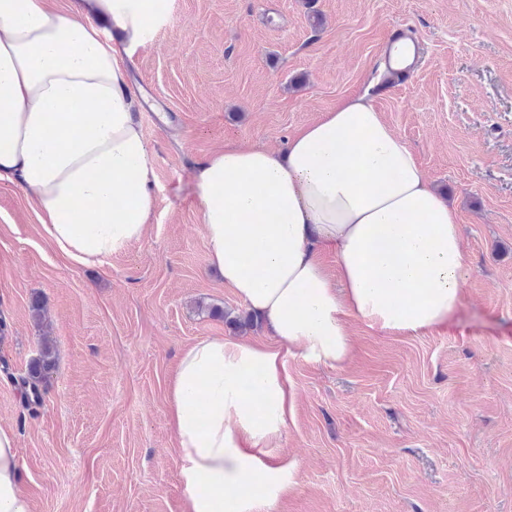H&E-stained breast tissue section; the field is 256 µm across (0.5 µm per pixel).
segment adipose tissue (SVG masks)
Masks as SVG:
<instances>
[{"mask_svg": "<svg viewBox=\"0 0 512 512\" xmlns=\"http://www.w3.org/2000/svg\"><path fill=\"white\" fill-rule=\"evenodd\" d=\"M170 0H0V182L19 186L49 243L108 264L156 208L152 153L125 58L152 42ZM211 267L266 324L268 342L187 348L169 393L188 512H255L288 484L280 441L294 418L287 360L338 368L352 319L417 335L462 303L456 209L362 96L285 147L228 145L196 164ZM333 252L335 272L321 262ZM0 512H31L17 435L0 427Z\"/></svg>", "mask_w": 512, "mask_h": 512, "instance_id": "obj_1", "label": "adipose tissue"}]
</instances>
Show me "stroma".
<instances>
[{
    "label": "stroma",
    "mask_w": 512,
    "mask_h": 512,
    "mask_svg": "<svg viewBox=\"0 0 512 512\" xmlns=\"http://www.w3.org/2000/svg\"><path fill=\"white\" fill-rule=\"evenodd\" d=\"M422 57L388 81L395 30ZM154 155L145 236L109 264L67 260L24 192L0 184V426L18 435L32 512H187L169 389L195 342L245 314L208 262L190 174L228 144L285 146L368 96L459 215L463 304L448 324L376 338L353 322L340 369L288 361V487L262 512H512V0H171L126 60ZM43 320L31 312L32 302ZM50 334L39 405L25 373Z\"/></svg>",
    "instance_id": "35a3bbf8"
}]
</instances>
